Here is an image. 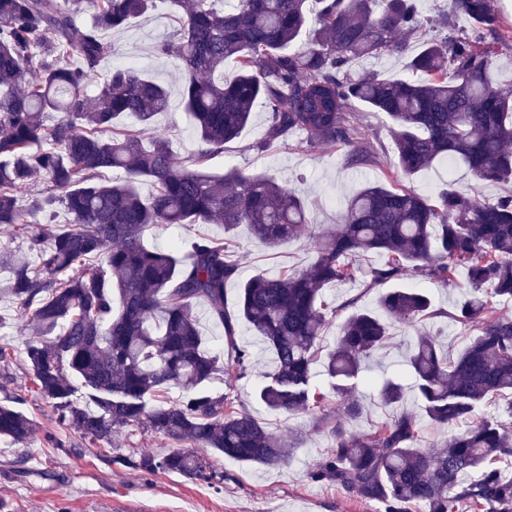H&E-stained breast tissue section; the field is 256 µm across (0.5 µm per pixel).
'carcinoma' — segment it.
I'll return each mask as SVG.
<instances>
[{"instance_id": "obj_1", "label": "carcinoma", "mask_w": 512, "mask_h": 512, "mask_svg": "<svg viewBox=\"0 0 512 512\" xmlns=\"http://www.w3.org/2000/svg\"><path fill=\"white\" fill-rule=\"evenodd\" d=\"M497 0H452L451 9L421 16L416 0H0V226L27 232L23 212L54 215L66 224L30 233L28 252L0 250V296L14 300L35 339L27 373L59 419L96 444L114 433L154 432L174 447L130 461L147 472L175 473L218 488L224 471L211 452L275 468L300 445L277 435L224 393L207 389L217 373L247 374L238 344L243 319L274 358L258 397L267 408L310 413L339 399L359 415L355 387L363 361L386 340L392 324L417 329L424 315H449L476 326L454 361L437 339L417 333L408 359L412 388L439 427L473 424L427 451L418 447L417 419L401 412L358 436L322 418L333 448L309 471L384 512H512V424L474 419L476 409L512 394V317L494 302L512 299V195L481 200L450 182L434 198L383 183L359 190L320 234L306 221V203L275 177L231 168L208 171L265 101L272 121L256 149L286 144L296 134L324 147H346L349 167L374 162L349 107L359 102L385 114L398 169L412 176L448 159L480 182H512V81L493 73L492 43L504 26ZM167 3L177 28L157 52L178 61L181 103L191 115L198 150L182 161L162 137L143 142L118 128L134 115L145 127L170 107L166 85L128 65L101 74L112 56L110 31ZM92 18L80 19L85 6ZM467 17L478 38L456 29ZM306 40V46L294 45ZM405 59L396 78L352 74L357 60ZM238 65L224 76V62ZM56 113L50 122L48 115ZM108 171L125 179L112 181ZM42 178L46 187L32 190ZM153 185L144 196L140 179ZM156 224H221L224 238L202 236L165 250L148 246ZM241 224L280 247L304 234L314 251L306 268L242 283L236 312L226 287L239 276L230 251ZM378 254L367 286L421 275L456 283L463 295L449 312L434 309L416 288L383 294L385 317L356 310L341 324L325 368L335 383H314L320 337L336 314L323 297L331 284L356 279L353 255ZM224 328L234 356L222 362L206 347L195 309ZM175 387V403L162 393ZM379 397L392 405L403 387L386 381ZM29 416L0 404V438L27 443Z\"/></svg>"}]
</instances>
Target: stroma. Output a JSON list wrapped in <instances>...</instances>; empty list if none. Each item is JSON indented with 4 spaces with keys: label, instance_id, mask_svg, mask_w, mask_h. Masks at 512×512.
Masks as SVG:
<instances>
[{
    "label": "stroma",
    "instance_id": "1",
    "mask_svg": "<svg viewBox=\"0 0 512 512\" xmlns=\"http://www.w3.org/2000/svg\"><path fill=\"white\" fill-rule=\"evenodd\" d=\"M176 26L175 17L164 7L132 20L127 28L112 33V58L102 62L101 67L106 70L114 63L132 65L170 85L172 107L156 118L151 132L163 136L173 154L185 159L195 153L198 141L178 96L176 63L156 52L157 44ZM351 112L375 156L374 165L348 167L343 148L312 145L300 135L286 146L256 151L255 145L265 137L270 121L265 103L259 102L249 125L239 138L226 145L223 154L210 161L209 169L220 174L237 167L272 175L305 201L308 222L314 230L334 231L337 213L354 193L366 182L382 180L384 174L396 170L394 144L385 115L359 103ZM399 181L426 195L437 194L450 181L484 199L512 192L510 184L477 182L462 167L452 177L445 174L443 166L436 165L410 177L400 176ZM223 235L224 229L218 224H163L149 230L147 239L150 244L168 247L201 236ZM232 248L239 263V278L227 286L226 299L230 302L237 298L240 281L300 269L313 258L307 239L298 238L273 250L254 238L244 225L236 230ZM387 290V285L369 288L360 280L326 288V300L339 312L328 320L320 341L322 349L331 350L336 342L339 326L346 317L341 310L346 300L356 299L358 308L374 311L379 296ZM15 315V304L0 298V347L11 350L13 357L8 366L0 367V403L14 405L31 417L37 431L24 445L0 441V512H111L113 504L128 501L137 503L139 512H384L377 502L310 480L309 470L332 445L331 433L321 425L320 418H341L343 407L334 401L324 412L294 415L265 408L257 398V389L263 374L273 367V355L248 325L240 327L242 343L250 353L248 375L233 383L217 376L211 388L227 394L237 408L251 413L269 431L298 434L301 446L287 465L273 469L217 458L224 484L216 489L175 474L147 473L127 464V457L137 453L166 452L170 443L161 435L150 431L118 434L111 456L106 459L101 457L98 446L60 423L51 404L35 393L26 377L25 346L31 335L20 328ZM413 336L412 330L395 326L385 343L365 360L363 375L367 383L357 393L363 413L347 424L353 434H366L377 421L407 411L419 422L424 448L447 441V429L432 424L412 389H405L402 400L394 405H383L378 398V387L384 381L404 382V364Z\"/></svg>",
    "mask_w": 512,
    "mask_h": 512
}]
</instances>
